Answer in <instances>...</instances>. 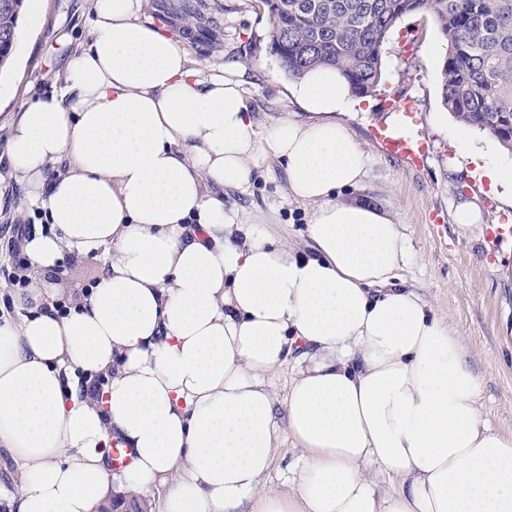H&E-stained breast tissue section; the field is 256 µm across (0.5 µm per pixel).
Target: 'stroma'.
<instances>
[{"label": "stroma", "instance_id": "1", "mask_svg": "<svg viewBox=\"0 0 512 512\" xmlns=\"http://www.w3.org/2000/svg\"><path fill=\"white\" fill-rule=\"evenodd\" d=\"M164 18V31L186 46L198 66L237 70L248 105L260 127L281 118L305 120L307 113L286 89L287 73L273 53L269 18L260 0H151L146 23ZM90 0H28L18 24L11 64L0 70V169L7 164L9 126L36 98L61 86L72 56L89 41ZM448 42L429 16L403 17L383 47L384 78L378 91L340 120L368 155L362 187L344 192L347 200H366L392 215L407 238L410 258L400 271L440 317L462 336L481 377L480 406L493 431L512 435V247L486 235L488 225L512 214V179L492 186L473 176L472 163L456 147L464 137L473 147L492 151L512 170V152L488 132L457 122L441 104V67ZM412 96L422 121L418 134L432 143L425 168L415 170L385 156L372 129L386 117L387 100ZM481 213L479 224L460 228L453 221L458 205ZM224 210L256 224L284 242L307 234L310 206L288 195L287 173L276 159L254 169L249 185L224 193ZM442 211L449 221L444 238L426 226L429 212ZM38 232L44 220L28 198L19 177L0 182V315L10 309L9 279L27 272L6 250L14 225ZM101 260L66 256L49 285L78 295L91 287Z\"/></svg>", "mask_w": 512, "mask_h": 512}]
</instances>
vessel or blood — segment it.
<instances>
[{
    "mask_svg": "<svg viewBox=\"0 0 512 512\" xmlns=\"http://www.w3.org/2000/svg\"><path fill=\"white\" fill-rule=\"evenodd\" d=\"M388 112L390 120L374 130L375 140L388 156L400 159L407 167L424 168L431 145L415 132L420 123L416 101L409 96L395 99L389 102Z\"/></svg>",
    "mask_w": 512,
    "mask_h": 512,
    "instance_id": "obj_1",
    "label": "vessel or blood"
}]
</instances>
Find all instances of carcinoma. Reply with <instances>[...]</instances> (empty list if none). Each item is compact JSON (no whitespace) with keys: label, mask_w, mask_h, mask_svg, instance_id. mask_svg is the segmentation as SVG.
I'll use <instances>...</instances> for the list:
<instances>
[{"label":"carcinoma","mask_w":512,"mask_h":512,"mask_svg":"<svg viewBox=\"0 0 512 512\" xmlns=\"http://www.w3.org/2000/svg\"><path fill=\"white\" fill-rule=\"evenodd\" d=\"M25 0H0V68L17 43ZM280 45V62L297 78L331 65L353 94H374L382 50L405 15L427 13L447 38L442 105L455 119L490 133L512 152V0H261Z\"/></svg>","instance_id":"carcinoma-1"}]
</instances>
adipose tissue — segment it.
Returning a JSON list of instances; mask_svg holds the SVG:
<instances>
[{
  "mask_svg": "<svg viewBox=\"0 0 512 512\" xmlns=\"http://www.w3.org/2000/svg\"><path fill=\"white\" fill-rule=\"evenodd\" d=\"M91 2L88 45L8 134V168L49 226L26 245L17 320L0 323L12 512H97L152 487L159 512H512V436L482 418L460 337L401 282L400 225L339 197L367 168L337 119L357 106L341 74L293 80L309 120L261 133L237 81L144 22L147 0ZM271 157L311 208L304 246L224 211ZM69 254L102 269L61 314L46 278ZM290 358L281 405L267 381ZM284 432L285 492L263 484Z\"/></svg>",
  "mask_w": 512,
  "mask_h": 512,
  "instance_id": "obj_1",
  "label": "adipose tissue"
}]
</instances>
